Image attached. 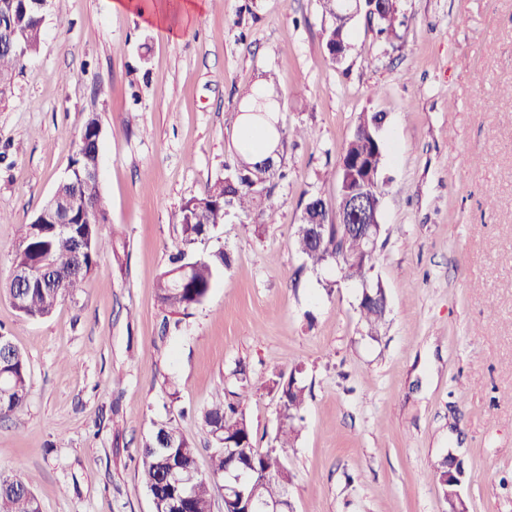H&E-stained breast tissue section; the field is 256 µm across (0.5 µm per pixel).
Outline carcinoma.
<instances>
[{"mask_svg":"<svg viewBox=\"0 0 512 512\" xmlns=\"http://www.w3.org/2000/svg\"><path fill=\"white\" fill-rule=\"evenodd\" d=\"M323 8L333 19V25L325 32L326 47L331 60H336V45L348 48L349 31L346 14L349 5L345 0H322ZM399 9L398 0H384L380 15L376 17L377 33H396ZM13 24L26 38L25 51L20 53L0 50V83H10L15 71L26 56L39 48L42 25L39 15L32 11L16 9ZM273 79L266 78L262 88H247L242 98L251 106L248 118L252 122V133L243 137L241 147L233 165L225 168L224 176L209 182L202 194L188 199L182 206L183 243L190 245L210 230L224 223L226 210L235 212L242 223L252 225L255 235H260L267 222L273 220L278 208L275 201L277 181L286 177L285 171L273 174L255 160L254 148L263 134L277 138L274 151L284 154L285 138L278 122L273 119L270 105L276 101L270 90ZM377 114L359 113L354 133L345 151V157L365 155L372 159L373 172L363 180L362 185L372 194H385V182L381 178L383 153L380 140L375 132ZM72 204L79 223L61 234L53 224H45L42 232L30 233V225H21L20 241L12 259V269L24 268L32 273L26 286L9 277L5 290L10 299L20 297L23 304L17 310L25 317L37 319L48 316L56 305L72 297L84 288L97 270L100 251L109 244L103 233L106 213L91 221L83 219L84 208L102 203L99 185L96 181H81L77 176L58 185ZM321 220L324 224L322 236L313 240L303 229H298L295 239L297 250L310 261L312 266L321 267L336 263L341 278L348 281L367 283L373 269L372 258L367 255V242L345 224L328 223V213L323 201L313 198L302 210L300 223L313 224ZM185 262L181 251L172 260L157 283L158 299L171 313L186 312L201 304L213 287L215 278L222 268L231 264V256L219 249L209 256L195 261L192 269L184 276L185 286H175L174 274ZM361 321L368 329V335H377L378 328L387 313L386 295L359 306ZM238 376L239 388L228 397L211 404L202 411L201 419L213 441L210 455L211 469L207 475H199L194 495L172 507L173 495L166 471L176 466L187 472H197L196 448L183 435L177 420L171 419L160 424L144 443L141 450V477L146 490L155 498V512H212L213 491L216 480L224 478V445L220 440L233 441L238 449V461L249 465L264 479L260 493L266 498H277L289 481L283 469L281 449L290 446L298 434L299 422L307 400L306 387L295 377L288 381H277L280 428L279 433L266 448L257 446L251 425L246 417L250 397L264 384L251 382L245 370L234 371ZM30 394V370L27 358L12 343L0 348V418H6L22 409ZM448 461H443L436 472V479L442 493L454 497L455 506L467 512L465 502L454 495L456 484L445 480ZM34 479L30 475H0V512H41L38 498L33 491Z\"/></svg>","mask_w":512,"mask_h":512,"instance_id":"carcinoma-1","label":"carcinoma"}]
</instances>
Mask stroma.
<instances>
[{
	"label": "stroma",
	"instance_id": "35a3bbf8",
	"mask_svg": "<svg viewBox=\"0 0 512 512\" xmlns=\"http://www.w3.org/2000/svg\"><path fill=\"white\" fill-rule=\"evenodd\" d=\"M182 2L50 0L38 52L0 91V283L91 115L125 247L120 266L101 252L85 288L46 317L0 291V333L31 381L26 406L0 419V474L33 475L41 512H153L145 438L179 418L207 470L200 413L236 390L240 364L309 391L282 451L294 512H448L435 473L450 453L468 512H512V0H400L386 39L358 14L339 64L321 0H206L192 21ZM152 12L167 25L148 24ZM269 74L290 133L273 221L258 237L231 216L183 245L184 202L232 164L241 93ZM362 112L386 115L371 278L388 311L373 337L361 286L312 268L294 243L310 198L335 213L334 171ZM181 249H221L232 264L178 317L156 285ZM246 414L266 447L276 390Z\"/></svg>",
	"mask_w": 512,
	"mask_h": 512
}]
</instances>
